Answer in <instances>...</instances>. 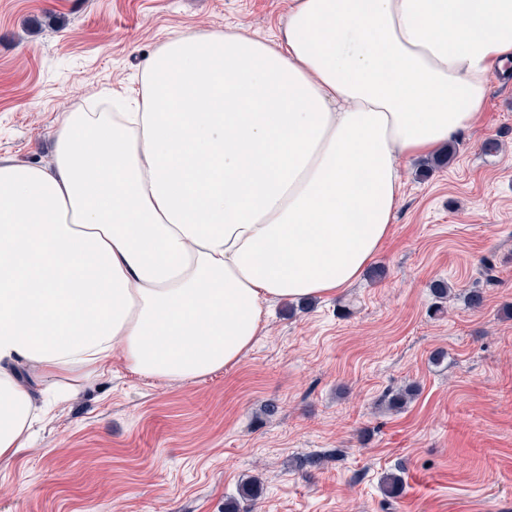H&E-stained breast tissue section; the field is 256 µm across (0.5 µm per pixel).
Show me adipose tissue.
<instances>
[{
  "label": "adipose tissue",
  "mask_w": 512,
  "mask_h": 512,
  "mask_svg": "<svg viewBox=\"0 0 512 512\" xmlns=\"http://www.w3.org/2000/svg\"><path fill=\"white\" fill-rule=\"evenodd\" d=\"M511 61L512 0H290L273 42L172 34L126 111L64 114L51 164L0 157V461L113 357L201 380L266 304L357 281L400 160L472 129Z\"/></svg>",
  "instance_id": "1"
}]
</instances>
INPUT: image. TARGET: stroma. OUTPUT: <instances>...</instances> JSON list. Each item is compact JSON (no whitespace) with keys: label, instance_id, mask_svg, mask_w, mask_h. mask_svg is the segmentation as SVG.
I'll return each mask as SVG.
<instances>
[{"label":"stroma","instance_id":"stroma-1","mask_svg":"<svg viewBox=\"0 0 512 512\" xmlns=\"http://www.w3.org/2000/svg\"><path fill=\"white\" fill-rule=\"evenodd\" d=\"M287 18L288 0H0V156L47 161L64 113L138 88L172 33L272 40ZM457 142L429 177L402 162L382 279L276 303L246 356L199 381L113 363L0 463V512H512V74L493 76ZM436 281L450 288L438 316ZM409 384L413 399L388 410L384 395ZM253 479L260 496L241 499Z\"/></svg>","mask_w":512,"mask_h":512}]
</instances>
